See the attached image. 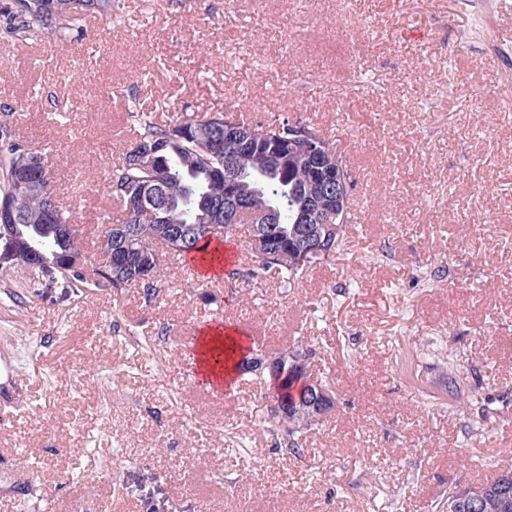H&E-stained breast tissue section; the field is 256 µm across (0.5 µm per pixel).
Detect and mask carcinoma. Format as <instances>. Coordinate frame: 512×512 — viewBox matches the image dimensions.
<instances>
[{"instance_id":"1","label":"carcinoma","mask_w":512,"mask_h":512,"mask_svg":"<svg viewBox=\"0 0 512 512\" xmlns=\"http://www.w3.org/2000/svg\"><path fill=\"white\" fill-rule=\"evenodd\" d=\"M4 0L0 5V30L20 45L35 33L62 36L76 21L75 11L92 16H110L112 0ZM135 138L131 146L111 166L107 176L109 196L121 203L125 217L120 224H104L98 235L100 262L71 265L82 255L81 229L72 217L57 209L51 217L42 213V195H56L51 171L40 172V189L28 195L17 193L16 181L23 163L35 151L17 140L5 122L0 123V201L8 199L15 213L12 224L19 258L24 263L44 262L62 270L77 288H96L100 279L112 278V288L122 292L138 288L144 302L152 304L163 291V268L155 245H165L180 257L200 258L211 263L220 260L211 248L221 243L231 226L217 213L215 203L224 199V164L234 162L233 186L244 201L239 222L258 224L271 236L267 244L268 260L249 252L246 269L234 266L223 274L224 282H233L245 274L262 278L274 270L283 281L292 284L304 267L295 266L292 251L300 244L309 207L329 214L332 206L322 207L314 195L318 182L330 176V166L318 165L301 152L288 153V163L274 154L277 130L288 127L289 119L271 126L266 145L245 147L224 132V114L187 115L170 124L155 120L152 113H132ZM156 189L166 202L163 220L144 214L143 204L149 191ZM310 351H304L301 366L284 360L288 370V410L301 429L274 428L275 447L289 454L301 450L299 438L309 427L310 412L303 403V379L309 377ZM512 476L507 467L502 474L483 483L480 508L472 511L464 493L448 490V498L458 501V512H512V497L500 493L502 476Z\"/></svg>"}]
</instances>
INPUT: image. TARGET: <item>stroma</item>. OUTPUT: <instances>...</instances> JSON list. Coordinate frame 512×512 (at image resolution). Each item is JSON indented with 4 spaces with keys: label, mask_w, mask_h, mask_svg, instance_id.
<instances>
[{
    "label": "stroma",
    "mask_w": 512,
    "mask_h": 512,
    "mask_svg": "<svg viewBox=\"0 0 512 512\" xmlns=\"http://www.w3.org/2000/svg\"><path fill=\"white\" fill-rule=\"evenodd\" d=\"M76 210L87 262L122 217L104 173L164 122L227 109L319 127L353 170L344 250L289 288L165 257L167 287L84 293L0 238V512H435L512 466V0H115L17 46L0 108ZM310 349L337 407L274 446L268 388L193 379L199 328ZM459 386L449 392L448 367Z\"/></svg>",
    "instance_id": "stroma-1"
}]
</instances>
